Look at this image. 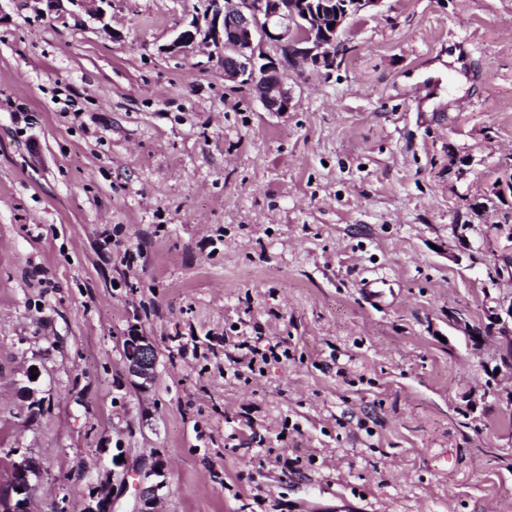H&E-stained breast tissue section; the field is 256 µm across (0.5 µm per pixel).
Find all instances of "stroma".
I'll list each match as a JSON object with an SVG mask.
<instances>
[{
  "label": "stroma",
  "mask_w": 512,
  "mask_h": 512,
  "mask_svg": "<svg viewBox=\"0 0 512 512\" xmlns=\"http://www.w3.org/2000/svg\"><path fill=\"white\" fill-rule=\"evenodd\" d=\"M206 4L0 0V460L37 463L30 512H133L158 457V512H512V0H383L284 113L166 52ZM127 347L125 359L130 375L143 380V384L151 382L157 360L155 346L151 339L142 334L133 333L128 338Z\"/></svg>",
  "instance_id": "stroma-1"
}]
</instances>
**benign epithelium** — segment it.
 I'll return each mask as SVG.
<instances>
[{
    "label": "benign epithelium",
    "mask_w": 512,
    "mask_h": 512,
    "mask_svg": "<svg viewBox=\"0 0 512 512\" xmlns=\"http://www.w3.org/2000/svg\"><path fill=\"white\" fill-rule=\"evenodd\" d=\"M90 18L104 21L108 0H69ZM384 0H208L204 23L192 22L176 31L167 51L201 43L213 47L224 57V79L262 78L257 98L267 112H286L290 108L288 69L298 63L314 67L334 62L339 34L350 19L380 6ZM334 20V27L326 21ZM275 44L279 55L264 51ZM125 355L131 376L149 383L154 378L156 350L147 336L133 334ZM38 471L32 460L23 458L11 468L12 496L0 495V512H30V480ZM166 485V465L156 459L144 471L138 488V512H157L159 492Z\"/></svg>",
    "instance_id": "obj_1"
}]
</instances>
